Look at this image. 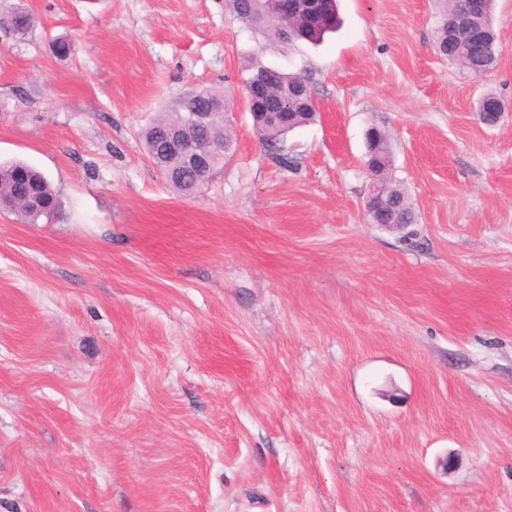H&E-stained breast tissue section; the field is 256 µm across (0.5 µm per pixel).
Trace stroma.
Instances as JSON below:
<instances>
[{"mask_svg": "<svg viewBox=\"0 0 512 512\" xmlns=\"http://www.w3.org/2000/svg\"><path fill=\"white\" fill-rule=\"evenodd\" d=\"M22 1L0 163L60 207L0 213V512H512V0L483 77L436 52L440 0H339L317 45L227 0ZM256 53L311 78L296 167L252 127ZM195 88L237 147L185 196L139 134ZM372 127L414 223L365 212ZM231 9L235 13L237 19L246 27L265 33L268 28H260V17L257 9L253 6L252 0H228ZM36 22L35 17L21 4L5 14H0V29L9 28L16 41L26 40L33 33ZM25 170L30 183L35 187L37 193L43 198L45 205H51V211L46 214L42 212L28 211L22 207L13 210L14 214L21 217L28 224H38L40 220L46 223L52 220L59 206L57 195L46 177L34 167L23 162L0 163V200L11 199L16 191L17 174Z\"/></svg>", "mask_w": 512, "mask_h": 512, "instance_id": "stroma-1", "label": "stroma"}]
</instances>
